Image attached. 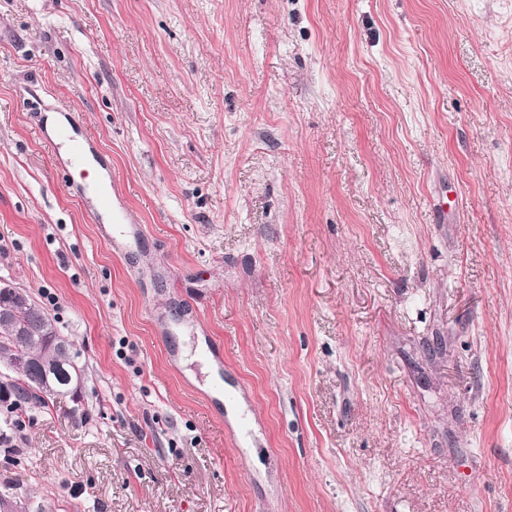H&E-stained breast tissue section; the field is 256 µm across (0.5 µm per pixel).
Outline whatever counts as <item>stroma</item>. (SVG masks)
Here are the masks:
<instances>
[{"instance_id": "35a3bbf8", "label": "stroma", "mask_w": 512, "mask_h": 512, "mask_svg": "<svg viewBox=\"0 0 512 512\" xmlns=\"http://www.w3.org/2000/svg\"><path fill=\"white\" fill-rule=\"evenodd\" d=\"M0 282L84 370L34 512H512V0H0ZM98 211H91L88 213L89 218L94 222L97 223V232L98 237L105 241L113 243L114 247L122 248V249H129L134 244L137 243L141 231L138 228L125 231V229L122 227L121 224H100L97 221Z\"/></svg>"}]
</instances>
